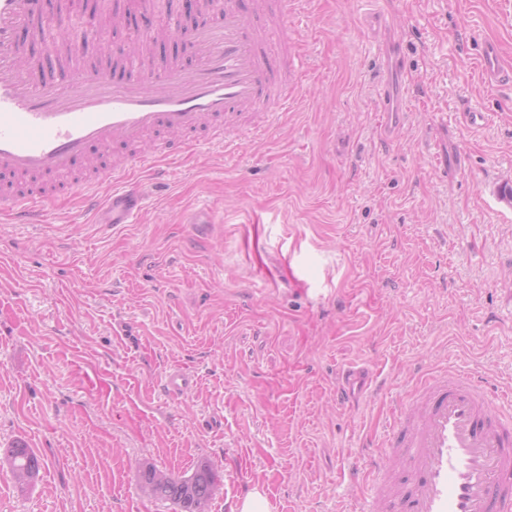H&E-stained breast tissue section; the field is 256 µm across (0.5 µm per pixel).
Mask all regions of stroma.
I'll return each mask as SVG.
<instances>
[{
  "instance_id": "35a3bbf8",
  "label": "stroma",
  "mask_w": 512,
  "mask_h": 512,
  "mask_svg": "<svg viewBox=\"0 0 512 512\" xmlns=\"http://www.w3.org/2000/svg\"><path fill=\"white\" fill-rule=\"evenodd\" d=\"M288 34L287 111L171 162L134 222L78 191L46 224L0 212V449L45 461L26 492L0 467V512H179L139 471L202 459L211 512L255 487L377 512L343 471L416 367L512 388V83L474 65L494 39L512 66V0H311Z\"/></svg>"
}]
</instances>
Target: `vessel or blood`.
Returning a JSON list of instances; mask_svg holds the SVG:
<instances>
[{"mask_svg":"<svg viewBox=\"0 0 512 512\" xmlns=\"http://www.w3.org/2000/svg\"><path fill=\"white\" fill-rule=\"evenodd\" d=\"M303 2L186 0L191 9L223 8L222 30L187 32L173 19L164 29H129L123 44L108 41L95 21L46 17V53L63 36L74 51L94 41L128 73L117 80L99 70L65 87L35 81L23 61L42 0H0V207L13 223H48L78 175L86 211L131 223L145 198L132 171L165 179L162 160L216 143L257 113L252 130L265 132L287 109L302 45L283 31ZM181 31L197 64L148 67L146 47ZM478 72L490 88L512 79L497 41H485ZM106 183L112 194L104 200L98 190ZM490 401L474 375L448 367L429 376L408 391L385 442L350 460L349 481L370 483L380 512H512V421L495 418Z\"/></svg>","mask_w":512,"mask_h":512,"instance_id":"vessel-or-blood-1","label":"vessel or blood"}]
</instances>
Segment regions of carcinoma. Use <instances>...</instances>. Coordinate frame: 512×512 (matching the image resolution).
<instances>
[{
	"mask_svg": "<svg viewBox=\"0 0 512 512\" xmlns=\"http://www.w3.org/2000/svg\"><path fill=\"white\" fill-rule=\"evenodd\" d=\"M7 465L17 486L26 490L37 480L44 460L25 443L14 442L5 449L0 464ZM218 476L208 461L197 464L189 476H172L151 465L140 472V487L150 488V496L177 505L181 512H196L199 501L210 502L215 494Z\"/></svg>",
	"mask_w": 512,
	"mask_h": 512,
	"instance_id": "cac0c4a2",
	"label": "carcinoma"
}]
</instances>
